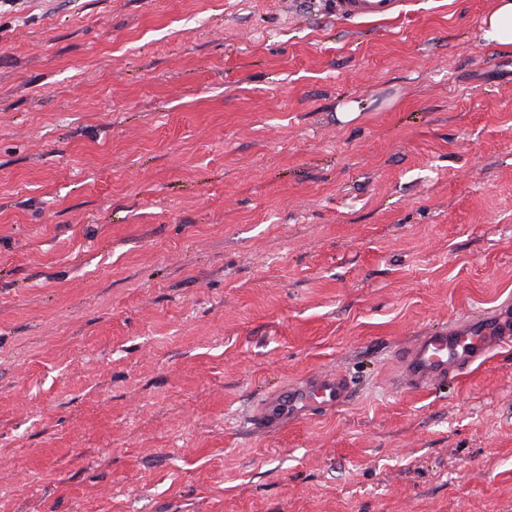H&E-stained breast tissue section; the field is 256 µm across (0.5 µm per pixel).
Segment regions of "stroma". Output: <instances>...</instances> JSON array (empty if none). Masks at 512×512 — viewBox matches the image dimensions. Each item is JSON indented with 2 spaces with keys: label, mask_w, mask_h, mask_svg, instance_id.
Masks as SVG:
<instances>
[{
  "label": "stroma",
  "mask_w": 512,
  "mask_h": 512,
  "mask_svg": "<svg viewBox=\"0 0 512 512\" xmlns=\"http://www.w3.org/2000/svg\"><path fill=\"white\" fill-rule=\"evenodd\" d=\"M495 5L0 8V512H512V347L393 387L512 303ZM331 369L347 405L248 422ZM408 0H325L327 13L352 21L375 17L400 16ZM511 345L512 308L505 304L480 318L417 336L402 350L397 384L407 391L434 389Z\"/></svg>",
  "instance_id": "stroma-1"
}]
</instances>
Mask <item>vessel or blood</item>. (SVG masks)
Here are the masks:
<instances>
[{"label":"vessel or blood","mask_w":512,"mask_h":512,"mask_svg":"<svg viewBox=\"0 0 512 512\" xmlns=\"http://www.w3.org/2000/svg\"><path fill=\"white\" fill-rule=\"evenodd\" d=\"M408 0H325L329 14L352 21L401 15ZM512 346V306L502 305L479 318L425 333L403 348L397 384L407 391H427L456 379L499 350ZM352 382L341 370L309 375L272 393L252 411V423L267 431L344 406Z\"/></svg>","instance_id":"obj_1"}]
</instances>
